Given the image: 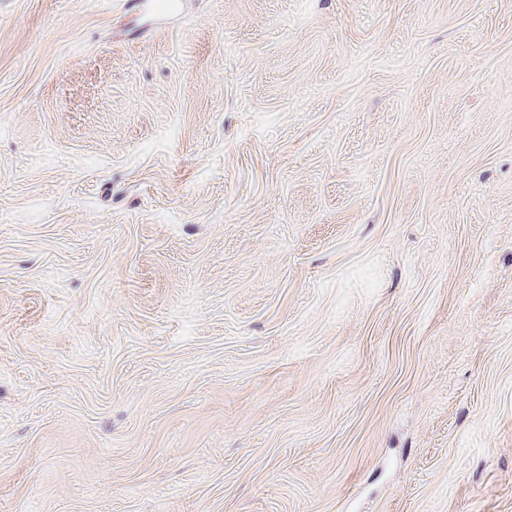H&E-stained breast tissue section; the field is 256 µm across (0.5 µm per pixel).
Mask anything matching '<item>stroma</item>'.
I'll return each instance as SVG.
<instances>
[{"label":"stroma","mask_w":512,"mask_h":512,"mask_svg":"<svg viewBox=\"0 0 512 512\" xmlns=\"http://www.w3.org/2000/svg\"><path fill=\"white\" fill-rule=\"evenodd\" d=\"M0 512H512V0H0Z\"/></svg>","instance_id":"stroma-1"}]
</instances>
